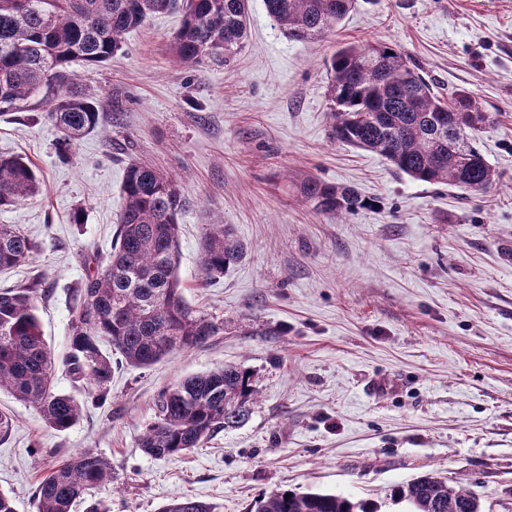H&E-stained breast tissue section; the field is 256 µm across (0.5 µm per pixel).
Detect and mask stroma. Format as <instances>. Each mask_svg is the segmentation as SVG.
<instances>
[{"mask_svg":"<svg viewBox=\"0 0 512 512\" xmlns=\"http://www.w3.org/2000/svg\"><path fill=\"white\" fill-rule=\"evenodd\" d=\"M180 13L123 37L111 61L69 65L94 99L96 130L68 157L42 88L0 117V154L37 167L40 192L0 208L38 251L0 272V288L40 281L36 314L56 359L54 386L83 404L56 431L8 393L0 491L38 512L48 471L90 450L112 464L74 512H158L193 496L245 512L279 488L343 493L400 512L394 486L436 471L477 493L484 512H512V0H360L333 31L288 37L250 0L248 36L224 65L178 61ZM401 51L440 97L470 91L496 117L478 146L497 174L474 194L399 173L378 154L330 138L331 55L349 42ZM175 176L191 201L180 220L177 275L186 301L224 331L147 370L121 368L107 402H87L62 358L68 286L110 250L129 162ZM316 177L371 205L342 217L301 195ZM83 221H72L75 209ZM230 225L242 261L204 279L208 225ZM227 364L251 371L258 399L239 427L203 447L155 459L138 446L159 393Z\"/></svg>","mask_w":512,"mask_h":512,"instance_id":"stroma-1","label":"stroma"}]
</instances>
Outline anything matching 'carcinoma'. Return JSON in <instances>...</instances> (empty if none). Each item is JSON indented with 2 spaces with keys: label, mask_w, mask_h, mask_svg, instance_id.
I'll return each mask as SVG.
<instances>
[{
  "label": "carcinoma",
  "mask_w": 512,
  "mask_h": 512,
  "mask_svg": "<svg viewBox=\"0 0 512 512\" xmlns=\"http://www.w3.org/2000/svg\"><path fill=\"white\" fill-rule=\"evenodd\" d=\"M358 0H264L269 17L296 41H307L341 24ZM179 11L182 26L173 53L185 63L224 64L241 47L249 0H0V109L21 102L80 60L108 61L122 37L154 14ZM329 97L333 141L374 152L414 181L454 185L470 192L489 189L497 174L477 146V133L491 121L475 96L455 91L440 99L411 61L397 49L371 41L347 43L330 59ZM60 130L59 152L99 124L94 103L65 87L48 109ZM36 167L15 155H0V206L38 193ZM316 211L340 216L369 205L350 187L319 178L300 185ZM124 206L111 250L96 259L97 270L68 288L72 323L65 364L83 382L92 402L105 403L112 374L122 365L146 369L176 350L206 343L224 325L191 307L176 275L179 219L190 207L177 179L137 161L126 168ZM38 246L13 224H0V270L30 260ZM245 255L224 224H212L202 242L201 271L221 277ZM40 282L0 289V390L35 407L46 425L64 431L82 415V405L54 389L52 357L40 330L36 300ZM108 342L110 349L101 347ZM119 360H112V355ZM257 396L253 374L224 368L191 376L163 389L157 412L139 446L153 458L203 447L214 434L239 426ZM112 480L104 457L81 451L38 485V512H71L90 488ZM408 512H483L473 492L450 484L437 472L392 490ZM456 509L448 510V499ZM159 512H215L188 496ZM249 512H377L372 503L344 494L278 489L249 505Z\"/></svg>",
  "instance_id": "cac0c4a2"
}]
</instances>
